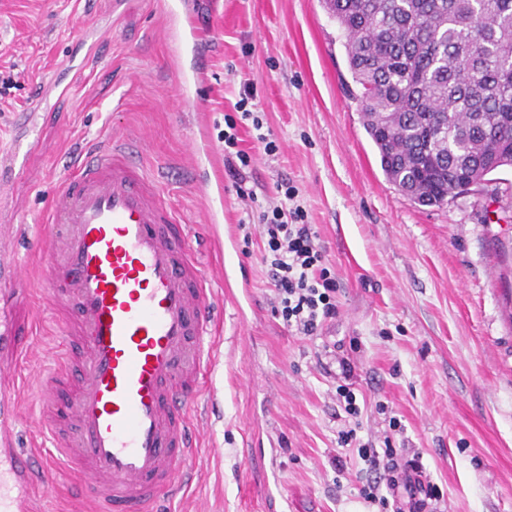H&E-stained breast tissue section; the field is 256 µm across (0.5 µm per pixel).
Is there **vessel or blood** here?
Returning a JSON list of instances; mask_svg holds the SVG:
<instances>
[{
  "label": "vessel or blood",
  "instance_id": "1",
  "mask_svg": "<svg viewBox=\"0 0 512 512\" xmlns=\"http://www.w3.org/2000/svg\"><path fill=\"white\" fill-rule=\"evenodd\" d=\"M134 142L86 154L48 202L46 308L79 353L37 375L54 451L20 454L0 425V512H39V482L67 472L99 512H153L191 464L210 281Z\"/></svg>",
  "mask_w": 512,
  "mask_h": 512
}]
</instances>
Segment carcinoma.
<instances>
[{"label":"carcinoma","mask_w":512,"mask_h":512,"mask_svg":"<svg viewBox=\"0 0 512 512\" xmlns=\"http://www.w3.org/2000/svg\"><path fill=\"white\" fill-rule=\"evenodd\" d=\"M387 178L420 205L512 167V0H323Z\"/></svg>","instance_id":"cac0c4a2"}]
</instances>
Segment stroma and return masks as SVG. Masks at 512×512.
Returning <instances> with one entry per match:
<instances>
[{"label":"stroma","mask_w":512,"mask_h":512,"mask_svg":"<svg viewBox=\"0 0 512 512\" xmlns=\"http://www.w3.org/2000/svg\"><path fill=\"white\" fill-rule=\"evenodd\" d=\"M0 0V161L31 157V176L0 189V242L34 262L48 193L89 142L133 132L140 161L189 226L214 281L216 392L196 437V470L162 512H379L358 490L375 475L337 432L385 440L417 459L439 496L428 512H512V168L440 207L415 204L384 175L362 123L345 38L321 0ZM196 37L151 38L173 17ZM108 29L72 98L35 134L12 125L59 74L91 24ZM258 116L254 129L242 110ZM250 157L236 188L224 132ZM273 141L266 153L258 135ZM293 186L336 277L334 318L296 335L274 311L261 262L262 208ZM17 406L0 418L16 447L45 441L35 373L66 345L41 305L38 272L12 283ZM348 358L361 409L336 400ZM398 427H390V418ZM347 461L335 475L330 459Z\"/></svg>","instance_id":"obj_1"}]
</instances>
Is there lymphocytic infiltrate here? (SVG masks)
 Segmentation results:
<instances>
[{
  "instance_id": "1",
  "label": "lymphocytic infiltrate",
  "mask_w": 512,
  "mask_h": 512,
  "mask_svg": "<svg viewBox=\"0 0 512 512\" xmlns=\"http://www.w3.org/2000/svg\"><path fill=\"white\" fill-rule=\"evenodd\" d=\"M260 236L262 261L274 288L277 313L298 334L316 335L322 323L336 314V280L325 262L316 232L306 224L301 210L287 215L277 207L264 218ZM337 443L342 448L357 447L361 459L383 474L388 488L404 489L408 504L392 507L393 512H425L429 500L438 498L435 485L424 482L422 466L403 459L398 449L378 450L357 444L352 429L340 430Z\"/></svg>"
}]
</instances>
